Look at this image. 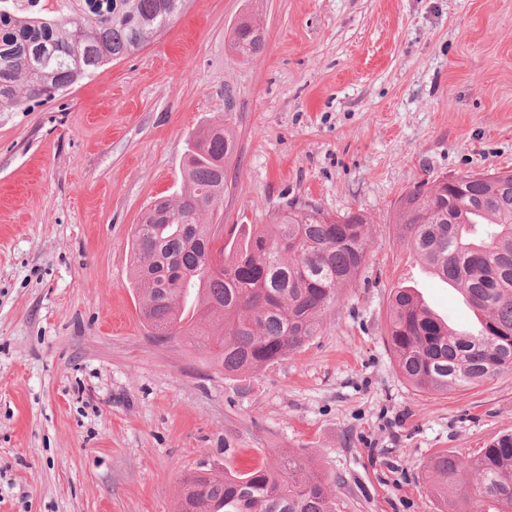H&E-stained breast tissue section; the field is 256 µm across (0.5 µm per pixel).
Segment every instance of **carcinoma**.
<instances>
[{
  "label": "carcinoma",
  "instance_id": "1",
  "mask_svg": "<svg viewBox=\"0 0 512 512\" xmlns=\"http://www.w3.org/2000/svg\"><path fill=\"white\" fill-rule=\"evenodd\" d=\"M187 0H0V112L44 104L106 64L151 45ZM231 46L251 59L265 46L248 18ZM238 155L230 118L189 145L176 200L158 199L135 225L131 285L155 334L184 335L226 374L284 360L326 328L338 289L362 267L367 217L290 203L268 224H241L224 244L202 216L223 204ZM410 248L471 302L476 332L439 320L413 288L390 301L387 343L414 387L446 393L512 372V171L423 182L398 202ZM221 270L205 269L213 248ZM327 479L292 454L243 473L184 480L177 512H337ZM428 489L445 512H512V434L466 459L430 465Z\"/></svg>",
  "mask_w": 512,
  "mask_h": 512
}]
</instances>
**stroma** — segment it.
Listing matches in <instances>:
<instances>
[{
  "mask_svg": "<svg viewBox=\"0 0 512 512\" xmlns=\"http://www.w3.org/2000/svg\"><path fill=\"white\" fill-rule=\"evenodd\" d=\"M252 15L247 60L229 34ZM232 113L239 154L209 224L287 202L367 215L320 336L227 375L144 322L135 224L186 187L194 136ZM512 171V0H188L158 40L46 104L0 112V512H175L184 476L303 456L341 512H444L440 455L512 434V372L423 392L386 341L395 288L476 319L395 222L422 180ZM230 44L243 57L251 59L264 49L263 30L251 19H242L232 31Z\"/></svg>",
  "mask_w": 512,
  "mask_h": 512,
  "instance_id": "obj_1",
  "label": "stroma"
}]
</instances>
